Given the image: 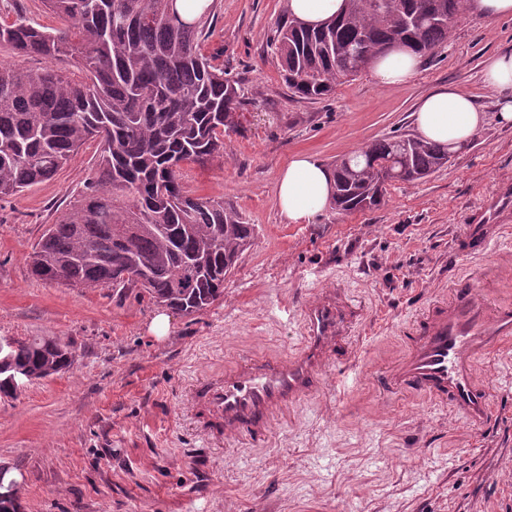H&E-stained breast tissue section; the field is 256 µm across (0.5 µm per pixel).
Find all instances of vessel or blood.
I'll use <instances>...</instances> for the list:
<instances>
[{"mask_svg":"<svg viewBox=\"0 0 512 512\" xmlns=\"http://www.w3.org/2000/svg\"><path fill=\"white\" fill-rule=\"evenodd\" d=\"M512 212V184L502 187L488 211L476 213L466 239L484 248L489 229ZM362 309L345 291L332 289L306 303L301 335L282 359L249 357L223 376L191 388L192 404L208 435L264 438L275 416L322 391L330 368H354L361 345L354 334ZM512 344V305H491L469 285L424 309L410 347L386 374L393 389L417 390L468 424H485L490 393L476 377L478 364L495 348Z\"/></svg>","mask_w":512,"mask_h":512,"instance_id":"b4317fda","label":"vessel or blood"}]
</instances>
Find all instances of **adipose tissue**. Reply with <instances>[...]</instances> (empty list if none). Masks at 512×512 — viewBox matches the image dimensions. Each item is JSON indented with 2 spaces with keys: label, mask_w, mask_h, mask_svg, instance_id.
<instances>
[{
  "label": "adipose tissue",
  "mask_w": 512,
  "mask_h": 512,
  "mask_svg": "<svg viewBox=\"0 0 512 512\" xmlns=\"http://www.w3.org/2000/svg\"><path fill=\"white\" fill-rule=\"evenodd\" d=\"M418 65L417 53L397 46L374 61L373 74L381 86L400 87L413 79ZM484 80L500 96L498 120L512 123V53L490 59L484 70ZM414 117L422 138L454 148L466 144L486 119L471 97L448 89L429 93ZM332 191V173L312 156H295L278 173L277 205L290 223L311 222L328 206Z\"/></svg>",
  "instance_id": "1"
}]
</instances>
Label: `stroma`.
Here are the masks:
<instances>
[{
	"label": "stroma",
	"instance_id": "stroma-1",
	"mask_svg": "<svg viewBox=\"0 0 512 512\" xmlns=\"http://www.w3.org/2000/svg\"><path fill=\"white\" fill-rule=\"evenodd\" d=\"M286 7L214 0L202 51L242 81L248 100L223 157L184 164V181L237 208L255 234L223 298L171 311L169 336L150 333L162 308L146 293L50 285L29 271L32 246L93 175L98 141L54 179L0 199V337H50L75 352L69 369L0 394V464L20 485L23 512H512V348L477 368L492 404L483 427L383 388L417 311L451 280L477 276L482 295L512 303L502 269L512 214L481 254L460 244L471 214L512 182V125L496 120L483 81L485 61L512 51V17L463 15L404 87L383 88L367 69L328 98L297 100L268 48ZM441 87L488 115L447 165L393 183L370 210L328 208L308 224L281 215L277 174L296 154L329 166L374 139L415 133L414 112ZM339 284L365 311L354 372L331 370L265 442L212 447L184 411L190 385L248 357L288 355L302 304Z\"/></svg>",
	"mask_w": 512,
	"mask_h": 512
}]
</instances>
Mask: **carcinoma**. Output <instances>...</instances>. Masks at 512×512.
I'll use <instances>...</instances> for the list:
<instances>
[{"mask_svg": "<svg viewBox=\"0 0 512 512\" xmlns=\"http://www.w3.org/2000/svg\"><path fill=\"white\" fill-rule=\"evenodd\" d=\"M59 19L45 29L23 16L0 23L15 54L74 58L76 80L46 69L0 66V198L53 179L90 139L101 151L72 209L29 256L33 275L75 288H138L186 314L224 294V280L251 246L254 225L235 208L190 194L181 165L224 153V132L243 104L237 82L201 53L212 6L173 18L168 0H40ZM346 0L318 27L283 12L272 59L292 97L319 100L395 46L425 56L448 43L464 0ZM446 144L418 136L376 139L334 164L333 209L381 204L393 182H416L448 163ZM66 345L45 337L0 353V394L20 376L71 366Z\"/></svg>", "mask_w": 512, "mask_h": 512, "instance_id": "obj_1", "label": "carcinoma"}]
</instances>
